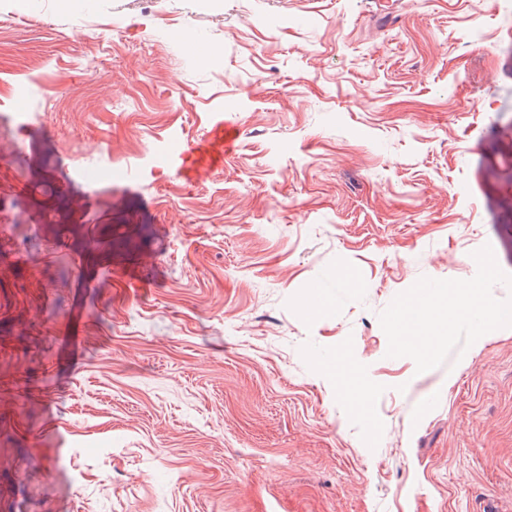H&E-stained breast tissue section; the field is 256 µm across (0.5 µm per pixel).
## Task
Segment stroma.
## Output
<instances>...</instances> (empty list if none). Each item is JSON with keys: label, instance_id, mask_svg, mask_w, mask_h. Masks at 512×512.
Instances as JSON below:
<instances>
[{"label": "stroma", "instance_id": "35a3bbf8", "mask_svg": "<svg viewBox=\"0 0 512 512\" xmlns=\"http://www.w3.org/2000/svg\"><path fill=\"white\" fill-rule=\"evenodd\" d=\"M469 284L512 310V0L0 26V512H512V318L395 324ZM230 132L231 128H225L224 122L217 123L211 130L210 138L191 151L196 156L194 163L196 177L223 165L224 147L232 140Z\"/></svg>", "mask_w": 512, "mask_h": 512}]
</instances>
